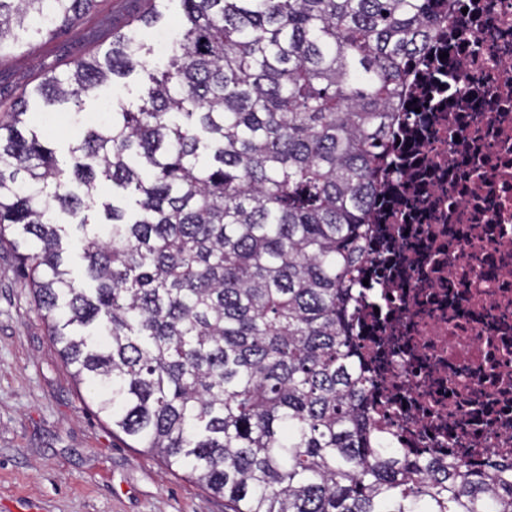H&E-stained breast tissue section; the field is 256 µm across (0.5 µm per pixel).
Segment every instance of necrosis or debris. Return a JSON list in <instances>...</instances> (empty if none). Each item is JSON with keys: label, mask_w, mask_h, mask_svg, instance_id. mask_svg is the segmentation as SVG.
Here are the masks:
<instances>
[{"label": "necrosis or debris", "mask_w": 512, "mask_h": 512, "mask_svg": "<svg viewBox=\"0 0 512 512\" xmlns=\"http://www.w3.org/2000/svg\"><path fill=\"white\" fill-rule=\"evenodd\" d=\"M462 2L409 63L352 305L386 444L480 466L512 460V0Z\"/></svg>", "instance_id": "obj_1"}]
</instances>
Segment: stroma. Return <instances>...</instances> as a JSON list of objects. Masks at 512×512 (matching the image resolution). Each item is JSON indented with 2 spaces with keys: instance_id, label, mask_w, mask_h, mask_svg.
<instances>
[{
  "instance_id": "stroma-1",
  "label": "stroma",
  "mask_w": 512,
  "mask_h": 512,
  "mask_svg": "<svg viewBox=\"0 0 512 512\" xmlns=\"http://www.w3.org/2000/svg\"><path fill=\"white\" fill-rule=\"evenodd\" d=\"M151 1L160 19L141 27L140 40L151 49L146 63L162 61L177 34L181 0H95L53 39L0 62V120L25 89L106 50L112 29L126 28ZM144 85L137 67L98 87L80 117L36 102L29 112L67 166L83 125L104 119L112 101L136 106ZM0 512H224L223 499L98 417L87 388L61 360L7 245L0 247Z\"/></svg>"
}]
</instances>
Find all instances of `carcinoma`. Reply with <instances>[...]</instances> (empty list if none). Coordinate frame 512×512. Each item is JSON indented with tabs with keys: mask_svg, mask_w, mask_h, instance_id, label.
I'll return each mask as SVG.
<instances>
[{
	"mask_svg": "<svg viewBox=\"0 0 512 512\" xmlns=\"http://www.w3.org/2000/svg\"><path fill=\"white\" fill-rule=\"evenodd\" d=\"M93 0H0V60ZM136 111L59 167L29 100L84 98L138 63L136 28L0 122V244L98 414L227 512H512V464L421 457L373 434L350 295L407 62L449 0H181ZM110 184L122 198L101 201ZM85 235V288L63 224Z\"/></svg>",
	"mask_w": 512,
	"mask_h": 512,
	"instance_id": "obj_1",
	"label": "carcinoma"
}]
</instances>
